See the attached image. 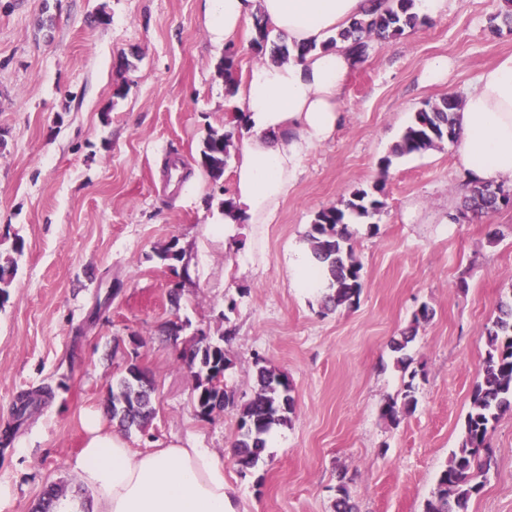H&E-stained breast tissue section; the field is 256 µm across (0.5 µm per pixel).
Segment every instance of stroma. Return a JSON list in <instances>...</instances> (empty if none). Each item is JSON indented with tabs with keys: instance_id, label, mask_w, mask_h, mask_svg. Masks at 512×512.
Instances as JSON below:
<instances>
[{
	"instance_id": "1",
	"label": "stroma",
	"mask_w": 512,
	"mask_h": 512,
	"mask_svg": "<svg viewBox=\"0 0 512 512\" xmlns=\"http://www.w3.org/2000/svg\"><path fill=\"white\" fill-rule=\"evenodd\" d=\"M505 0H451L447 13L375 43L341 99L333 141L311 149L268 223L222 240L234 168L212 178L195 158L236 115L205 0H0V256L17 274L0 305V421L17 397L54 394L0 444V512H33L50 485L84 501L72 468L84 409H105L112 379L135 360L153 380L154 415L132 448L197 438L224 456L238 512H334L346 483L359 512H424L458 448L482 371L483 327L512 298V206L461 213L457 146L392 153L412 116L462 96L512 31L490 20ZM448 60L438 83L426 63ZM357 189L382 209L356 220L357 304L324 310L295 287L317 211ZM176 245L190 277L157 253ZM179 288L178 305L169 302ZM430 320L415 323L421 306ZM178 336H170L171 326ZM416 329L396 363L393 338ZM224 340L236 407L199 416L180 355ZM287 378L292 422L263 462L240 472L232 445L256 359ZM415 387L398 422L382 408ZM489 471L467 512H512V413L488 437Z\"/></svg>"
}]
</instances>
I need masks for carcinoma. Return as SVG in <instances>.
Returning <instances> with one entry per match:
<instances>
[{
  "mask_svg": "<svg viewBox=\"0 0 512 512\" xmlns=\"http://www.w3.org/2000/svg\"><path fill=\"white\" fill-rule=\"evenodd\" d=\"M414 0H374L366 18L353 21L338 32V39L360 59H365L373 41L401 35L405 29L417 25L419 16L413 12ZM255 36L250 47L259 56L273 59L288 58V45L269 43L268 26L255 21ZM238 65V51L229 46L219 70L225 76L227 92L234 93L232 74ZM459 110L453 95L440 98L434 104L427 103L414 113L400 140L393 148L397 156L420 153L436 142L456 140L454 113ZM235 128L210 130L203 140L198 164L214 178L224 174V168L235 148ZM383 202L365 190H357L336 207L319 210L310 224L307 237L312 257L319 271L327 277V293L324 307L336 310L351 306L359 300L361 292V264L355 258L347 231L349 216L368 217L379 211ZM500 200L488 195L483 187L466 198L464 207L475 213L496 211ZM17 274L14 261H0V304L8 298L9 288ZM483 338L486 353L483 370L472 397V406L465 418L464 434L459 447L449 458L441 472L433 499L426 504L425 512H463L470 498L479 493L483 482L479 478L486 473L482 452L489 451L487 439L499 417L512 412V302H503L497 316L484 327ZM231 340L223 336L213 343L206 338L198 339L181 357L195 378L194 405L198 414L209 417L235 401L234 394L224 385V371L230 360L224 343ZM257 390L242 406L239 417L238 437L233 454L239 470L246 472L263 460L266 435L275 425H287L295 413L294 399L290 395L288 380L265 366L257 368ZM413 385H407L402 400L392 399L384 406V416L391 421L410 411L414 404ZM154 386L147 374L135 362L126 363L110 390L107 410L117 425L129 432L142 431L153 416L151 392ZM39 406L31 396H21L11 409V416L0 430V441L8 442L20 421L29 417Z\"/></svg>",
  "mask_w": 512,
  "mask_h": 512,
  "instance_id": "carcinoma-1",
  "label": "carcinoma"
}]
</instances>
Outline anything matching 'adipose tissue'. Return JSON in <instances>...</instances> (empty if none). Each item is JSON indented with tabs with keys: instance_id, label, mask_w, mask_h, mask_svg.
<instances>
[{
	"instance_id": "obj_1",
	"label": "adipose tissue",
	"mask_w": 512,
	"mask_h": 512,
	"mask_svg": "<svg viewBox=\"0 0 512 512\" xmlns=\"http://www.w3.org/2000/svg\"><path fill=\"white\" fill-rule=\"evenodd\" d=\"M216 42L235 40L250 16L290 44L314 45L305 57L264 61L237 98L245 126L234 178L233 224H263L288 191V177L310 149L331 140L343 119L341 97L359 58L328 46L341 25L364 17L369 0H207ZM457 154L469 187L512 179V53L479 76L456 114ZM86 439L74 461L93 495L92 512H237L226 492L224 457L187 440L149 452L131 448L100 411L84 416Z\"/></svg>"
}]
</instances>
